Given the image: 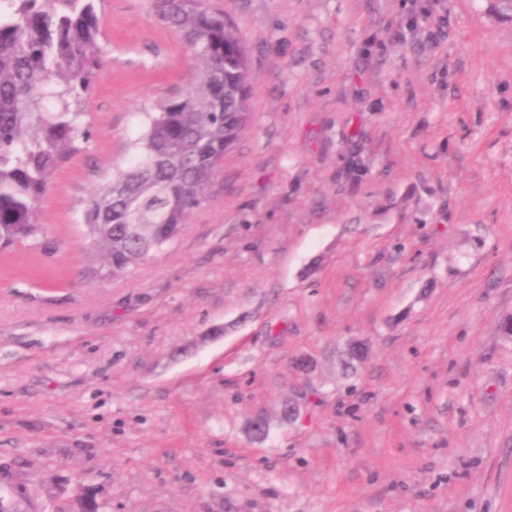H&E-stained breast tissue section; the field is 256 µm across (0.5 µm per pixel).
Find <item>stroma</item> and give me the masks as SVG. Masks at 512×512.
Returning a JSON list of instances; mask_svg holds the SVG:
<instances>
[{
	"instance_id": "1",
	"label": "stroma",
	"mask_w": 512,
	"mask_h": 512,
	"mask_svg": "<svg viewBox=\"0 0 512 512\" xmlns=\"http://www.w3.org/2000/svg\"><path fill=\"white\" fill-rule=\"evenodd\" d=\"M159 2L104 0L93 137L42 202L59 249L0 254L13 512H76L82 486L100 512H512V20L209 0L251 127L165 252L91 282L90 196L195 77Z\"/></svg>"
}]
</instances>
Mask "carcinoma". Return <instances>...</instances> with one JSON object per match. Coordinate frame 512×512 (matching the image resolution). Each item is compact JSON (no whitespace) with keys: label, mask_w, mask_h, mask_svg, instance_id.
Segmentation results:
<instances>
[{"label":"carcinoma","mask_w":512,"mask_h":512,"mask_svg":"<svg viewBox=\"0 0 512 512\" xmlns=\"http://www.w3.org/2000/svg\"><path fill=\"white\" fill-rule=\"evenodd\" d=\"M101 0H0V252L56 250L41 201L91 138L84 112L103 60ZM195 79L144 113L128 164L90 197L78 231L89 274L127 273L170 246L248 128L254 81L231 20L206 0H161ZM365 348L342 353L356 369Z\"/></svg>","instance_id":"obj_1"}]
</instances>
